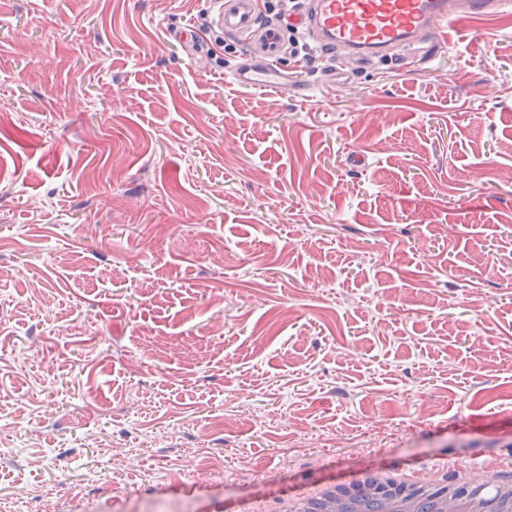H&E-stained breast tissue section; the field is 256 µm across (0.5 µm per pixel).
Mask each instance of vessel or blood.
Wrapping results in <instances>:
<instances>
[{
    "mask_svg": "<svg viewBox=\"0 0 512 512\" xmlns=\"http://www.w3.org/2000/svg\"><path fill=\"white\" fill-rule=\"evenodd\" d=\"M506 0H304L288 23L264 16L259 0H210L213 28L240 41L243 60L230 72L240 86L300 96L281 65L292 54L286 35L293 29L321 50L351 62L368 55L388 56L419 43L428 54L459 42L471 24L488 22Z\"/></svg>",
    "mask_w": 512,
    "mask_h": 512,
    "instance_id": "1",
    "label": "vessel or blood"
}]
</instances>
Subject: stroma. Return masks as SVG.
<instances>
[{"label":"stroma","mask_w":512,"mask_h":512,"mask_svg":"<svg viewBox=\"0 0 512 512\" xmlns=\"http://www.w3.org/2000/svg\"><path fill=\"white\" fill-rule=\"evenodd\" d=\"M210 22L0 0V512L512 475V7L307 100Z\"/></svg>","instance_id":"obj_1"}]
</instances>
